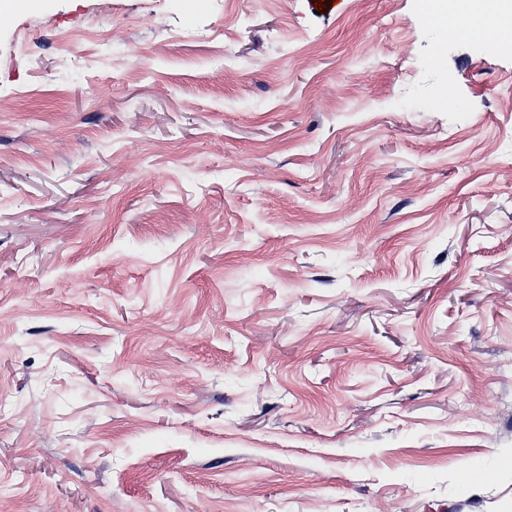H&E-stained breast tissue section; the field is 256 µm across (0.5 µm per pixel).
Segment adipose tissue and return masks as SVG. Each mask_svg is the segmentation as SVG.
Masks as SVG:
<instances>
[{"mask_svg":"<svg viewBox=\"0 0 512 512\" xmlns=\"http://www.w3.org/2000/svg\"><path fill=\"white\" fill-rule=\"evenodd\" d=\"M419 8L439 34L483 39L512 53V0H419Z\"/></svg>","mask_w":512,"mask_h":512,"instance_id":"ef3b65f1","label":"adipose tissue"}]
</instances>
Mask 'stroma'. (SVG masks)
<instances>
[{
  "label": "stroma",
  "instance_id": "stroma-1",
  "mask_svg": "<svg viewBox=\"0 0 512 512\" xmlns=\"http://www.w3.org/2000/svg\"><path fill=\"white\" fill-rule=\"evenodd\" d=\"M436 41L417 0L0 22V512H512V54Z\"/></svg>",
  "mask_w": 512,
  "mask_h": 512
}]
</instances>
